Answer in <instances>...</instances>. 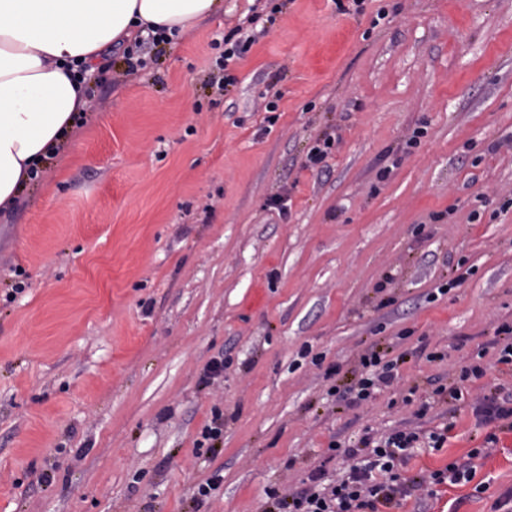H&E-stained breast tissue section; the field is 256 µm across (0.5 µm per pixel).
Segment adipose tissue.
<instances>
[{
  "label": "adipose tissue",
  "mask_w": 512,
  "mask_h": 512,
  "mask_svg": "<svg viewBox=\"0 0 512 512\" xmlns=\"http://www.w3.org/2000/svg\"><path fill=\"white\" fill-rule=\"evenodd\" d=\"M219 0H0V210L57 156L88 102L105 49L173 38Z\"/></svg>",
  "instance_id": "adipose-tissue-1"
}]
</instances>
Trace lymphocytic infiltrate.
Instances as JSON below:
<instances>
[{
	"instance_id": "lymphocytic-infiltrate-1",
	"label": "lymphocytic infiltrate",
	"mask_w": 512,
	"mask_h": 512,
	"mask_svg": "<svg viewBox=\"0 0 512 512\" xmlns=\"http://www.w3.org/2000/svg\"><path fill=\"white\" fill-rule=\"evenodd\" d=\"M450 430L446 424L425 438L414 431L398 430L378 441L367 435L360 447L345 450L331 443V450H343L350 461L340 479L328 478L321 469L312 471L293 493L283 496L268 491L264 512H388L423 488L422 483L407 482L402 475L420 441H427L434 449L442 448ZM367 446L372 455L365 458L361 450Z\"/></svg>"
}]
</instances>
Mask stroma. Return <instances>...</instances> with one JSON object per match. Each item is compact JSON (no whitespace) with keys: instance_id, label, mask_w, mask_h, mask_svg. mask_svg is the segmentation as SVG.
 Segmentation results:
<instances>
[{"instance_id":"1","label":"stroma","mask_w":512,"mask_h":512,"mask_svg":"<svg viewBox=\"0 0 512 512\" xmlns=\"http://www.w3.org/2000/svg\"><path fill=\"white\" fill-rule=\"evenodd\" d=\"M222 2L135 71L113 48L85 124L0 213V512H262L342 476L330 442L446 422L404 473L496 434L426 507L491 512L512 431L473 409L512 325V0ZM371 349L398 375L355 404ZM455 385L460 406L436 397Z\"/></svg>"}]
</instances>
